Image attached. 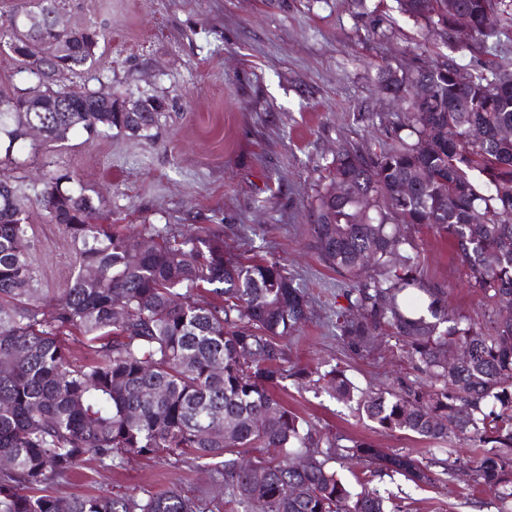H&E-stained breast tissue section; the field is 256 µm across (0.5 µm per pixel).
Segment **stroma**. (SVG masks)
<instances>
[{"label": "stroma", "instance_id": "obj_1", "mask_svg": "<svg viewBox=\"0 0 512 512\" xmlns=\"http://www.w3.org/2000/svg\"><path fill=\"white\" fill-rule=\"evenodd\" d=\"M71 28L93 25L107 38L96 64L69 77L110 96L115 107L161 103L154 137L125 134L91 139L73 131L65 147L15 150L7 174L40 186L57 169L74 172L100 197L97 221L139 238L144 225L184 235L209 226L224 236L232 259L280 260L310 300V317L291 339L295 361L344 369L362 389L415 380L394 339L350 359L334 311L345 280L320 260L307 229L312 206L337 149L346 143L377 150L400 104L377 77L384 67L403 75L423 60L454 57L462 73L512 69V29H499L477 53L453 52L405 13L399 0H62ZM37 286L47 295L67 288L72 242L46 212L26 207ZM424 278L448 287V303L481 320L482 297L469 288L447 240L415 234ZM289 408L316 427L366 439L392 451L421 453L412 436L381 430L321 389L289 385ZM208 498L220 485L192 466L134 458L122 470L86 461L53 485L61 499L139 495L171 488ZM383 489L414 512H498L497 500L457 471L437 486L397 477Z\"/></svg>", "mask_w": 512, "mask_h": 512}]
</instances>
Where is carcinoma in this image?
I'll list each match as a JSON object with an SVG mask.
<instances>
[{"instance_id": "1", "label": "carcinoma", "mask_w": 512, "mask_h": 512, "mask_svg": "<svg viewBox=\"0 0 512 512\" xmlns=\"http://www.w3.org/2000/svg\"><path fill=\"white\" fill-rule=\"evenodd\" d=\"M404 11L441 38L468 48L512 23V0H401ZM59 0H16L0 22V44L16 46L21 72L59 79L96 61L103 33L59 35L47 17ZM469 18L463 37L455 16ZM451 60L396 77L380 74L402 116L392 145L378 152L341 147L318 193L309 234L322 261L347 282L336 308L339 339L353 356L391 336L421 386L360 389L334 366H300L288 338L308 303L278 260L224 258V238L208 227L190 236L148 224L133 243L96 223L98 207L75 175L56 172L34 190L36 205L65 225L77 273L51 314L35 288L24 193L0 179V512H403L375 480L399 475L440 480L453 464L389 453L364 440L313 432L288 408V380L327 390L390 432L429 444L469 441L463 467L512 512V72L493 68L460 85ZM0 96V148L10 154L38 129L40 142L65 145L116 132L145 140L157 118L106 112L88 88L59 85L47 111H22L18 92ZM426 228L444 238L487 301L475 323L448 305V289L426 282L418 243ZM85 338L87 359L71 360L65 332ZM457 361L448 366V357ZM301 453L295 468L288 458ZM88 457L122 469L135 457L211 473L224 494L188 496L172 488L67 501L50 482L75 474ZM364 464L354 489L333 464ZM292 489L286 494L285 489Z\"/></svg>"}]
</instances>
